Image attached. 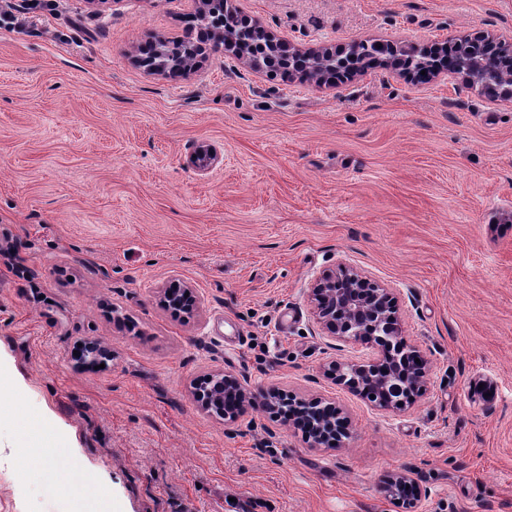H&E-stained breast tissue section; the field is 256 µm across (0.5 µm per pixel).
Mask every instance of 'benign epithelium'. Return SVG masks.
<instances>
[{"label": "benign epithelium", "mask_w": 512, "mask_h": 512, "mask_svg": "<svg viewBox=\"0 0 512 512\" xmlns=\"http://www.w3.org/2000/svg\"><path fill=\"white\" fill-rule=\"evenodd\" d=\"M195 19L221 24L212 14L213 0H195ZM246 26L245 32L271 44H277L288 58L301 63L316 62L321 68L332 67L338 55L327 50L302 51L291 43L275 37L259 22L238 17ZM478 49L451 66H435L422 77L403 63L399 55L387 57V66L398 75L415 81H432L440 75L458 79L476 91L494 94L498 91L512 95V30L488 33L471 38ZM228 53L240 58L235 37L212 28H200L196 37L189 39L182 57L195 60L213 53ZM311 302L317 322L323 330L339 340L376 346L381 356L362 362L331 363L330 370L338 382L346 385L374 406L387 411L402 409L406 403L420 396L428 383L429 366L420 350L407 343L394 311V298L389 289L370 281L357 271L342 267L333 275L316 280L310 289ZM166 305L175 311L189 308L192 299L179 288L164 292ZM397 380L405 385L408 398L394 399L389 386ZM209 385L197 392L204 409L233 423L247 411L273 412L284 425L305 434L313 448H334L348 434L347 420L332 403L318 398L295 399L274 390L254 392L223 373L207 377ZM382 488L391 496L402 498L407 509H416L424 492L411 471L402 469L383 478Z\"/></svg>", "instance_id": "1"}]
</instances>
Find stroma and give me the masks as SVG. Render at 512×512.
Returning <instances> with one entry per match:
<instances>
[{
  "instance_id": "stroma-1",
  "label": "stroma",
  "mask_w": 512,
  "mask_h": 512,
  "mask_svg": "<svg viewBox=\"0 0 512 512\" xmlns=\"http://www.w3.org/2000/svg\"><path fill=\"white\" fill-rule=\"evenodd\" d=\"M310 49L512 29V0H235ZM193 0H0V351L21 405L77 463L0 419V512H82L53 470L112 486V512H512V98L374 66L333 86L221 53L178 77L133 56L185 37ZM218 157L202 172L198 151ZM347 266L397 300L426 393L379 409L326 373L376 349L327 336L312 284ZM179 283L197 299L174 316ZM98 341L90 369L73 351ZM335 403L336 448L263 412L203 411L192 383ZM410 474L411 471L408 469L395 471L383 478L382 488L389 495L398 496L396 497L397 500L402 498V505H405L406 509H417L422 496H425L426 490L422 492L420 486ZM406 485H409V488H406ZM407 490H409L408 495L406 494Z\"/></svg>"
}]
</instances>
